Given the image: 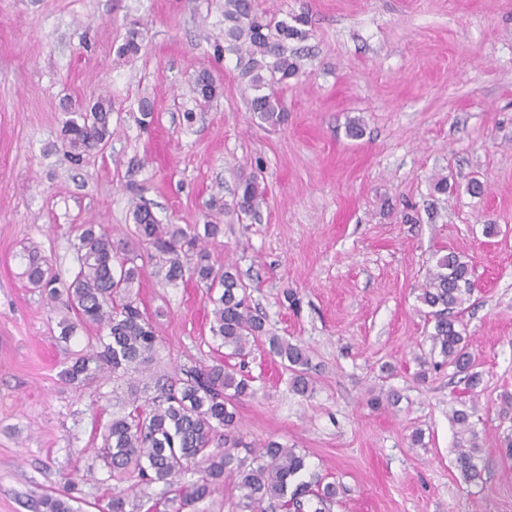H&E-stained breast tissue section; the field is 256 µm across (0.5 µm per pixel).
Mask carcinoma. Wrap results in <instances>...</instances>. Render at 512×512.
<instances>
[{
    "instance_id": "carcinoma-1",
    "label": "carcinoma",
    "mask_w": 512,
    "mask_h": 512,
    "mask_svg": "<svg viewBox=\"0 0 512 512\" xmlns=\"http://www.w3.org/2000/svg\"><path fill=\"white\" fill-rule=\"evenodd\" d=\"M307 19L292 15L265 19L255 0H224V42L239 54L244 75L252 91L250 111L266 124L282 119L274 87L298 72L296 60L288 55V41L307 37ZM213 79L203 72L195 91L205 101L213 98ZM112 106L97 101L88 112H71L63 122L64 144L74 152L103 147L112 135ZM264 191L256 180L240 182L230 210L238 215L256 214ZM130 235L138 249L162 258L160 272L175 283L194 278L208 291L213 325L210 332L218 346L246 357L251 348L268 346L292 372V387L306 394L312 385L309 359L299 343L272 334L261 316L248 303L247 288L232 266L216 267L203 246L215 239L221 225L206 224L204 233L195 227L161 224L145 205L135 207ZM77 269L69 280L37 259L25 270L28 281L42 290L46 300L59 302L68 316L59 322L61 335L70 337L78 329L97 327L95 344L78 351L64 370L71 383L91 375L112 378V384L151 369L159 342L149 318L141 311L134 289L140 287L143 266L138 255L114 249L112 234L101 225L83 224L76 235ZM474 293L469 262L454 253L434 255L427 270L419 301L428 308L434 323L429 336L432 349L439 350L442 363L465 374L468 386L480 382L473 371L469 343L460 329L455 310ZM253 394L249 376L222 362L180 369L171 377L159 374L145 387H130L128 409L112 416L104 427L100 459L115 481L135 477L137 483H161L165 492L147 512H202L200 504L217 486L229 481L238 495L230 502L231 512H332L337 490L319 477L304 479L305 455L275 440H267L248 461L236 455L240 446L237 406ZM475 405H462L452 412L453 422L471 434L470 446L458 451L456 466L468 480L480 477L481 447L472 428ZM187 473L195 478L186 481ZM75 485L58 496L42 500L44 512H74L71 501Z\"/></svg>"
}]
</instances>
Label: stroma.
<instances>
[{
  "label": "stroma",
  "mask_w": 512,
  "mask_h": 512,
  "mask_svg": "<svg viewBox=\"0 0 512 512\" xmlns=\"http://www.w3.org/2000/svg\"><path fill=\"white\" fill-rule=\"evenodd\" d=\"M258 5L308 19L275 126L252 119L236 54L214 51L224 0H0V512H42L68 474L81 512L119 491L126 512H146L161 491L109 478L97 449L125 391L62 378L88 338L61 339L62 308L24 275L33 255L70 273L76 226L121 240L138 203L163 224L222 225L211 263H236L267 328L307 350L304 395L266 349L245 359L254 394L238 407L239 456L267 439L296 448L338 487L333 512H512L501 446L512 433V0ZM133 26L131 56L121 47ZM204 71L218 87L208 102L195 92ZM100 97L112 104L109 144L73 157L62 121ZM252 176L266 192L258 216L220 211ZM440 250L472 265L459 316L481 376L472 391L454 368L420 364L433 324L417 296ZM143 264L154 370L235 364L213 348L206 288ZM374 394L399 401L375 409ZM462 400L477 405L475 482L456 467Z\"/></svg>",
  "instance_id": "35a3bbf8"
}]
</instances>
